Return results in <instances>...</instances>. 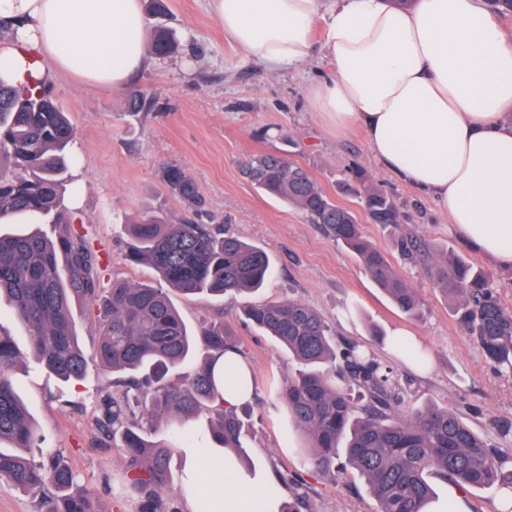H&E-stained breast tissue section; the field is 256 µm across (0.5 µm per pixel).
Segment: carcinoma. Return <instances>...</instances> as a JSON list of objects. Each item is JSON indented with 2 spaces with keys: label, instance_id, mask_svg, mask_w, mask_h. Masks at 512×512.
I'll list each match as a JSON object with an SVG mask.
<instances>
[{
  "label": "carcinoma",
  "instance_id": "1",
  "mask_svg": "<svg viewBox=\"0 0 512 512\" xmlns=\"http://www.w3.org/2000/svg\"><path fill=\"white\" fill-rule=\"evenodd\" d=\"M179 46L177 33L153 28L150 53L165 58ZM74 128L46 87H18L0 76V218L40 214L59 226L48 237L39 232L0 234V307L8 306L30 335V350L61 381H80L88 372L81 350L72 299L98 309L97 365L115 376L101 389L97 426L118 440L124 460V487L138 500V512H171L162 498L170 478L172 449L189 448L192 424L204 410L214 413L209 432L236 461L250 466L248 421L253 406L226 408L216 403L213 364L237 350L228 325L220 322L191 331L169 289L196 297L249 295L264 285L271 269L268 254L224 232L223 226L164 212L147 213L129 225L127 260L145 263L163 287L114 282L101 292L103 267L87 235L72 227L64 206L71 180L69 151ZM9 166L17 173L6 176ZM242 172L265 194L301 211L358 259L374 284L404 315L416 318L421 305L413 288L361 230L357 211L342 206L300 164L281 153L252 154ZM358 204L372 224L394 229L404 259H432L430 244L408 231L397 202L372 183L362 169L352 171ZM162 183L169 193L195 207L202 198L183 169L167 165ZM429 271L453 301L458 323L482 352L512 371V312L492 287L491 275L458 255H445ZM246 319L279 341L298 368L279 389L292 426L305 439L301 451L311 469L331 478L349 469L364 480L376 512H429L435 501L431 479L461 489L495 483L512 488L494 465L484 438L446 407L400 409L390 368L356 344L340 347L329 324L298 300L253 303ZM396 353L420 368L425 353L396 339ZM26 354L0 330V444L39 448L36 425L21 402L16 370ZM338 368V380L326 367ZM118 391L109 392V387ZM205 472L218 470L231 486L235 473L224 455L198 449ZM0 481L31 492L36 512H97L93 500L77 490V475L56 452L40 464L21 453L0 450Z\"/></svg>",
  "mask_w": 512,
  "mask_h": 512
}]
</instances>
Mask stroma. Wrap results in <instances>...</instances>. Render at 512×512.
<instances>
[{
  "mask_svg": "<svg viewBox=\"0 0 512 512\" xmlns=\"http://www.w3.org/2000/svg\"><path fill=\"white\" fill-rule=\"evenodd\" d=\"M169 8L168 23L179 34L180 48L170 57L150 58L148 67L131 77V85L145 91L141 111H127L122 88L89 86L66 75L49 83L76 133L65 203L106 257L104 287L116 280L156 284L150 266L125 261L126 226L152 210L177 218L193 215V205L168 194L160 181L164 166L177 165L206 201L202 222L223 225L272 258L274 272L253 301L295 299L315 308L337 340L365 346L381 366L392 369L404 410L433 403L456 412L484 438L501 474H512V371L499 369L463 330L451 299L436 288L427 265L403 259L392 229L364 224L367 238L386 252L419 296L422 316L413 320L320 226L258 190L240 163L260 152L287 153L333 199L353 209L358 199L346 183L352 168H364L397 200L411 230L435 249L489 267L494 290L511 311L512 270L488 266L431 197L380 166L358 127L331 129L312 111L309 86L327 72L321 48H314L306 66L273 72L225 36L206 0H169ZM171 297L193 330L219 321L231 324L239 353L253 371L255 414L248 453L266 484L277 487L284 499L297 492L306 495L314 512H375L356 472L331 480L306 465L297 449L301 438L278 397L296 365L274 339L241 320L242 298L197 299L176 291ZM377 330L385 341L374 338ZM402 331L409 343L426 350L429 368L415 367L393 351L388 339ZM15 380L44 438L43 448L60 452L99 512H135L136 500L123 487L120 455L101 444L96 427L98 390L108 376L93 370L85 381L66 383L30 357Z\"/></svg>",
  "mask_w": 512,
  "mask_h": 512,
  "instance_id": "35a3bbf8",
  "label": "stroma"
}]
</instances>
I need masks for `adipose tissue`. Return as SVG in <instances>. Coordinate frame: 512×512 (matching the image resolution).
Returning <instances> with one entry per match:
<instances>
[{"instance_id":"ef3b65f1","label":"adipose tissue","mask_w":512,"mask_h":512,"mask_svg":"<svg viewBox=\"0 0 512 512\" xmlns=\"http://www.w3.org/2000/svg\"><path fill=\"white\" fill-rule=\"evenodd\" d=\"M224 32L277 71L306 62L323 21L329 127L358 124L374 158L431 196L457 234L512 269V37L486 0H209ZM142 0H0V73L120 88L147 65Z\"/></svg>"}]
</instances>
